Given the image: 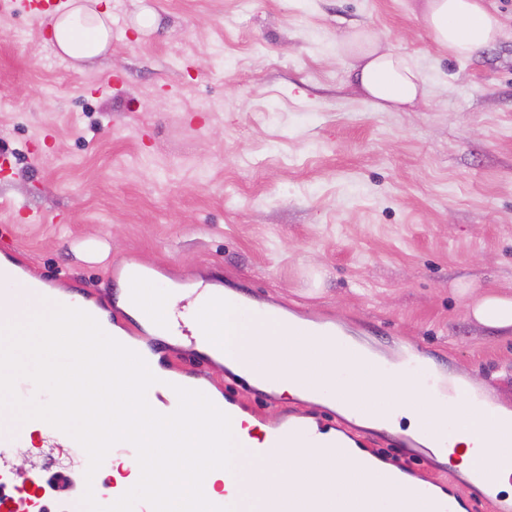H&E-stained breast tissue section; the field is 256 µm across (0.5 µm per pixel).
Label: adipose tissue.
I'll list each match as a JSON object with an SVG mask.
<instances>
[{
  "label": "adipose tissue",
  "mask_w": 512,
  "mask_h": 512,
  "mask_svg": "<svg viewBox=\"0 0 512 512\" xmlns=\"http://www.w3.org/2000/svg\"><path fill=\"white\" fill-rule=\"evenodd\" d=\"M98 2L68 0L52 24L57 56L82 63L106 53L112 41V14L98 10ZM423 21L435 41L458 58L471 57L500 33L499 20L486 0H427ZM347 42L356 58L355 79L379 109L403 110L423 96V80L409 57L380 50L374 36L362 31L351 33ZM458 294L477 323L512 330V297L493 291L474 297L465 288ZM127 313L156 338L162 335L160 320L180 314L208 338L204 350L210 357L275 379L274 390L284 399L300 398L298 375L309 373L325 384L322 403L346 407L347 418L358 424L371 425L372 418L348 410V403L384 407L407 420L412 433L419 432L426 416H435L437 432L445 442L435 451L438 462L459 455L462 474L481 469L482 489L512 492V474L501 467L503 459L512 460V447H501L492 416L477 410L469 399L440 406L418 381L399 375L373 384L351 378L336 384L337 366L351 374L364 365V358H339L329 337L294 334L277 320L247 317L243 305L231 296L200 294L188 300L172 289L145 282ZM93 354L98 362H90ZM25 360L40 365L52 383L54 400L36 411V423H25L24 441L44 435L45 422L55 419L67 420L103 447L116 438L150 439V447L137 458L113 456V466L122 470L116 478L119 485L157 499L185 502L200 492L219 495L226 488V475L235 472L240 476V512H256L255 501L265 495H290L302 502L321 486L337 491L340 500L350 505L388 494L399 512H412L409 493L386 491L370 472L352 468L340 473L312 464L301 449L280 451L277 469L268 470L248 449L265 433L264 423L246 413L232 426L214 419L210 409L220 401L216 388L192 378H176L163 366L161 355L141 348L80 295L60 288L51 293L15 281L0 287V369L17 370ZM174 379L181 382L180 396L172 400L167 413H160L146 389ZM214 436L223 444L218 466L203 454Z\"/></svg>",
  "instance_id": "obj_1"
}]
</instances>
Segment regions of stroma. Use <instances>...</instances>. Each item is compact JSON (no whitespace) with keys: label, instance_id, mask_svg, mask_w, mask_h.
Here are the masks:
<instances>
[{"label":"stroma","instance_id":"1","mask_svg":"<svg viewBox=\"0 0 512 512\" xmlns=\"http://www.w3.org/2000/svg\"><path fill=\"white\" fill-rule=\"evenodd\" d=\"M101 3L111 47L76 68L48 19L0 0V254L125 328L121 266L237 288L386 355L427 346L512 409V333L476 323L455 292L512 295V0H490L501 33L467 59L435 42L424 0ZM356 30L414 61L415 106L382 111L360 91L345 46ZM88 243L109 258L83 260ZM163 351L229 393L194 348ZM237 398L267 423L315 417L442 481L466 512H495L431 451L321 406Z\"/></svg>","mask_w":512,"mask_h":512}]
</instances>
